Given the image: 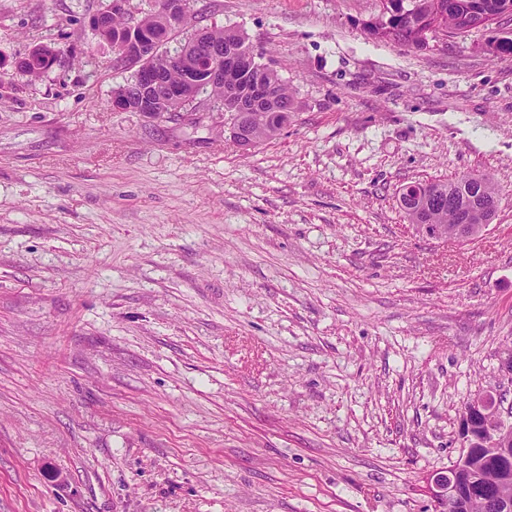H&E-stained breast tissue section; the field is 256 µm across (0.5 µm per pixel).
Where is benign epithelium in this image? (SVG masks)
<instances>
[{"instance_id": "1", "label": "benign epithelium", "mask_w": 512, "mask_h": 512, "mask_svg": "<svg viewBox=\"0 0 512 512\" xmlns=\"http://www.w3.org/2000/svg\"><path fill=\"white\" fill-rule=\"evenodd\" d=\"M159 10L167 19L181 25L188 20L189 13L184 6V0H162ZM125 12L126 0H115L112 6L97 14L92 20L93 29L98 30L109 23L112 12ZM512 14V7L506 6L502 11L490 15L476 10L471 14V24L476 29L492 33L491 38L484 43L483 50L490 52L492 47L501 39L512 36V31H504L501 21ZM133 37L121 43L124 54L138 61L136 80L133 88L114 90L110 107L114 112H143L152 119L162 120L170 117V113L159 109L161 102L183 103L194 93L193 109L186 112L188 116H196L202 112H220L233 110L235 113H246L260 105H265L271 98L266 87L260 80L252 81L249 90L231 102L215 104L208 97L201 96L202 87L198 86L196 74L201 65H206L204 81L206 86L224 87V83H236L241 76L254 71L252 57L232 45L195 41L188 51H179L169 55L164 62H159L161 55L155 39H148L131 31ZM176 62L183 72V80L177 84L168 82L163 73V67ZM230 137L241 147L252 145L253 137L249 131L233 125L232 119L225 122ZM486 224H459L455 229L453 240L467 241L486 230ZM478 423L484 440L481 445L494 456L499 463L500 478L503 481L512 480V448L502 446L504 436L512 430V401L506 394L495 388L476 397L464 408L462 423L471 426ZM465 448L460 450L456 474L433 473L428 476L425 489L428 497L435 503L452 502L460 495L464 485H474L480 482L482 459L470 454L468 442H463Z\"/></svg>"}]
</instances>
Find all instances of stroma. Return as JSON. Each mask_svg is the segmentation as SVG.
I'll return each mask as SVG.
<instances>
[{"mask_svg": "<svg viewBox=\"0 0 512 512\" xmlns=\"http://www.w3.org/2000/svg\"><path fill=\"white\" fill-rule=\"evenodd\" d=\"M111 0H0V512H433L512 349V58L379 0H194L291 88L277 136L115 112ZM60 49L33 79L13 68ZM488 174L468 244L409 181ZM383 18L377 17L373 23L369 21L366 23V31L369 36L376 40L385 42H394L400 45L408 46L414 49H426L425 44L428 41L426 30L428 26L420 27L418 20L411 22L408 19H403L401 16H393L390 19V24L382 21ZM394 30V37L391 41L387 39L388 31L390 28Z\"/></svg>", "mask_w": 512, "mask_h": 512, "instance_id": "1", "label": "stroma"}]
</instances>
